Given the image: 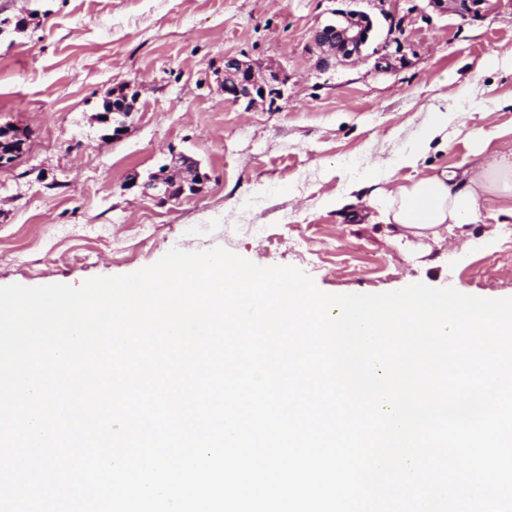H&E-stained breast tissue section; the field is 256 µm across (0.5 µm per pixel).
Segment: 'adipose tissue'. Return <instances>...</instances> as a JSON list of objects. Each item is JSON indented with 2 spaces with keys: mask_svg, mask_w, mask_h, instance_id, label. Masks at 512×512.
<instances>
[{
  "mask_svg": "<svg viewBox=\"0 0 512 512\" xmlns=\"http://www.w3.org/2000/svg\"><path fill=\"white\" fill-rule=\"evenodd\" d=\"M476 139L475 165L408 180L371 197L368 208L378 221L396 225L401 238L437 242L445 231L478 223L487 202H508L512 216V153H488L490 133L477 132Z\"/></svg>",
  "mask_w": 512,
  "mask_h": 512,
  "instance_id": "ef3b65f1",
  "label": "adipose tissue"
}]
</instances>
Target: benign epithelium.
<instances>
[{"instance_id": "benign-epithelium-1", "label": "benign epithelium", "mask_w": 512, "mask_h": 512, "mask_svg": "<svg viewBox=\"0 0 512 512\" xmlns=\"http://www.w3.org/2000/svg\"><path fill=\"white\" fill-rule=\"evenodd\" d=\"M335 19L317 29L312 38V46L318 53L319 66L326 68L336 61L354 62L363 58V49L373 32V22L364 12L337 10ZM285 74L270 70L259 74L250 65L233 56L224 57V98L235 103L251 106L259 99L273 97L277 86L284 84ZM119 98L110 112L97 114V121L107 131V137L119 139L127 132V118L131 115L130 102L133 95L128 91H115L110 98ZM208 178L201 172L197 160L186 155H171L170 163L163 170L152 173L143 182L133 180L126 188L137 186L145 195L161 203L187 199L196 195Z\"/></svg>"}]
</instances>
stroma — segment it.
<instances>
[{
    "mask_svg": "<svg viewBox=\"0 0 512 512\" xmlns=\"http://www.w3.org/2000/svg\"><path fill=\"white\" fill-rule=\"evenodd\" d=\"M341 0H0V125L26 129L0 167V286L81 285L156 263L171 248H225L290 265L328 294L414 283L512 297V217L488 203L442 246L400 245L363 202L411 174L468 166L477 129L512 150V0L441 13L424 0H351L374 23L367 58L320 68L310 36ZM400 30L387 40L388 19ZM285 71L284 95L224 99L225 56ZM487 57L508 66L478 69ZM136 93L129 131L104 140L108 89ZM448 104V143L418 169H377L418 143L429 105ZM188 155L209 175L187 200L129 187ZM342 208H333L336 198Z\"/></svg>",
    "mask_w": 512,
    "mask_h": 512,
    "instance_id": "stroma-1",
    "label": "stroma"
}]
</instances>
